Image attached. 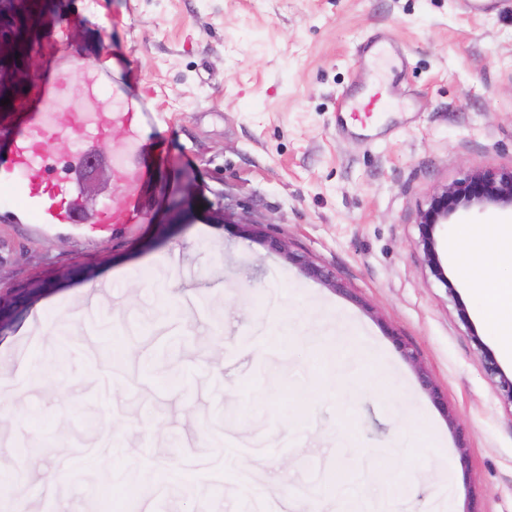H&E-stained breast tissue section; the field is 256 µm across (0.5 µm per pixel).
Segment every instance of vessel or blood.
I'll use <instances>...</instances> for the list:
<instances>
[{"label": "vessel or blood", "mask_w": 512, "mask_h": 512, "mask_svg": "<svg viewBox=\"0 0 512 512\" xmlns=\"http://www.w3.org/2000/svg\"><path fill=\"white\" fill-rule=\"evenodd\" d=\"M37 52L46 67L22 91L26 126L9 132L7 148L0 152V206L18 211L33 224L85 223L79 174L92 157V143L108 137L122 192L97 213L94 222L100 227L143 223L146 190L155 177L144 140L148 112L143 98L117 83L111 94H104L96 62L76 51L59 60L54 40H44ZM387 96V89L378 83L364 96L342 97L339 109L362 124L380 111ZM60 139L71 148L70 172L65 177L58 175L52 153L53 143Z\"/></svg>", "instance_id": "obj_1"}]
</instances>
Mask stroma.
<instances>
[{"instance_id":"1","label":"stroma","mask_w":512,"mask_h":512,"mask_svg":"<svg viewBox=\"0 0 512 512\" xmlns=\"http://www.w3.org/2000/svg\"><path fill=\"white\" fill-rule=\"evenodd\" d=\"M50 33L61 55L83 52L145 94L160 165L143 224H90L121 193L107 140L99 174L81 176L86 223L0 209V288L48 282L0 327V397L13 409L0 449L36 434L67 443L42 467L20 465L24 512L49 500L54 512H122L144 481L168 494L141 512H253L224 476L228 447L244 480L267 489L262 512H340L351 491L366 512H512V406L458 305L491 350L499 340L451 252L462 227L511 221L512 206L460 207L438 227L444 284L419 230L445 188L512 171V0L481 15L464 0H49L24 35L27 76ZM376 35L405 67L357 65ZM376 82L392 87L388 109L341 131L339 97ZM270 237L333 270L338 287ZM343 333L339 370L325 353ZM107 349L119 360L93 370ZM36 359L52 380L11 389ZM145 412L157 421L148 437ZM108 423L125 460L106 482L81 460L107 454ZM73 462L76 479L48 481ZM177 470L195 476V499L175 492ZM407 471L391 493L390 476Z\"/></svg>"}]
</instances>
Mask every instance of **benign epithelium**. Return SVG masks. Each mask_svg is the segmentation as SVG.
<instances>
[{
  "label": "benign epithelium",
  "instance_id": "1",
  "mask_svg": "<svg viewBox=\"0 0 512 512\" xmlns=\"http://www.w3.org/2000/svg\"><path fill=\"white\" fill-rule=\"evenodd\" d=\"M487 204L512 205V173L496 174L484 172L473 175L469 180L445 189L435 196L428 209L421 214L420 243L425 265L431 274L443 285L448 277L441 265L435 239L436 226L448 220V215L459 206H484ZM288 258L300 265L304 272L317 280L336 285L332 271L321 267L306 257L288 253ZM44 290L43 282L35 280L19 290L0 289V326L7 322L22 302L38 296ZM472 339L486 376L494 383L499 398L512 405V375L507 374L494 353L489 350L477 334Z\"/></svg>",
  "mask_w": 512,
  "mask_h": 512
}]
</instances>
